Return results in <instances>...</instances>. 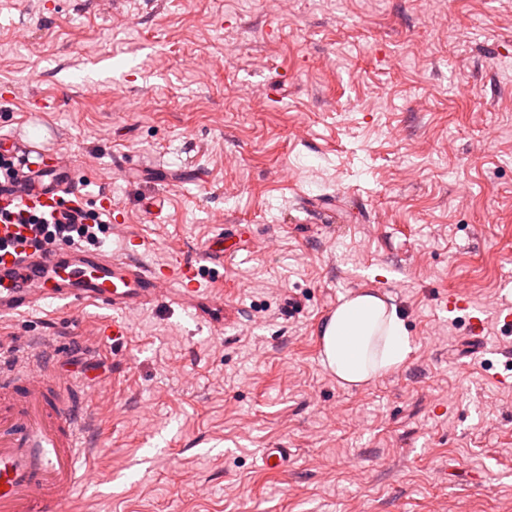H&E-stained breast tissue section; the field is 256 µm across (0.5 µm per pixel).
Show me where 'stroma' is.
Here are the masks:
<instances>
[{
	"instance_id": "obj_1",
	"label": "stroma",
	"mask_w": 512,
	"mask_h": 512,
	"mask_svg": "<svg viewBox=\"0 0 512 512\" xmlns=\"http://www.w3.org/2000/svg\"><path fill=\"white\" fill-rule=\"evenodd\" d=\"M31 133L111 195L96 248L143 237L139 262H200L224 295L223 323L168 300L116 343L92 303L0 319L111 384L82 508L512 512V0H0V135ZM219 230L234 255L202 262ZM359 291L412 351L345 388L318 327Z\"/></svg>"
}]
</instances>
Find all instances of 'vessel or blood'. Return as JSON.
<instances>
[{"label":"vessel or blood","mask_w":512,"mask_h":512,"mask_svg":"<svg viewBox=\"0 0 512 512\" xmlns=\"http://www.w3.org/2000/svg\"><path fill=\"white\" fill-rule=\"evenodd\" d=\"M0 151L18 161L14 183H0V208H39L61 222L83 223L75 170L62 151L13 135L0 137ZM29 235L24 225L0 224V238L16 243L14 252L0 254V318L50 300L67 307L90 302L116 312L103 333L119 339L133 332L121 314L168 297L211 311L223 306L193 264L148 269L136 262L140 238L126 239L115 255L79 244L39 249ZM89 410L85 382L57 372L50 355L0 352V512H71L76 491L92 478L83 444Z\"/></svg>","instance_id":"obj_1"}]
</instances>
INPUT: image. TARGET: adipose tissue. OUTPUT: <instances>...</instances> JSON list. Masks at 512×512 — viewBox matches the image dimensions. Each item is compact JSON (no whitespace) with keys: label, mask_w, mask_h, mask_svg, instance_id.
<instances>
[{"label":"adipose tissue","mask_w":512,"mask_h":512,"mask_svg":"<svg viewBox=\"0 0 512 512\" xmlns=\"http://www.w3.org/2000/svg\"><path fill=\"white\" fill-rule=\"evenodd\" d=\"M318 334L323 366L349 388L397 370L412 350L395 305L371 293L341 297Z\"/></svg>","instance_id":"ef3b65f1"}]
</instances>
